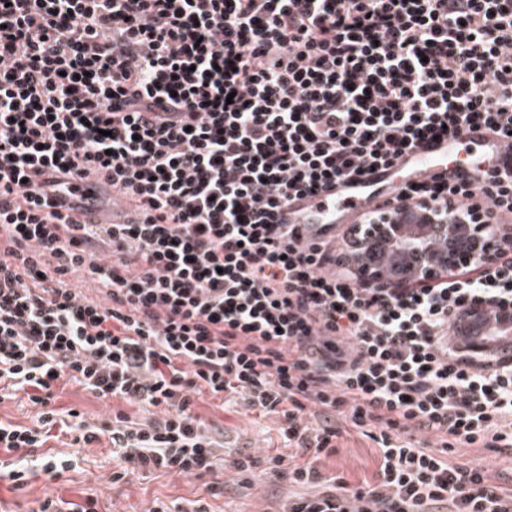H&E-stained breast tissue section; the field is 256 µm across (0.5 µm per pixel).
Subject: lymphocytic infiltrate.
I'll return each mask as SVG.
<instances>
[{
    "mask_svg": "<svg viewBox=\"0 0 512 512\" xmlns=\"http://www.w3.org/2000/svg\"><path fill=\"white\" fill-rule=\"evenodd\" d=\"M475 125L512 149V0H0V401L40 408L0 449L61 476L58 426L108 436L116 482L227 465L251 485L257 458L193 410L207 394L278 419L284 512H512V483L449 459L512 456V362L452 344L475 298L512 306V153L329 239L279 220ZM82 180L129 218L60 211ZM428 206L494 225L492 258L369 286L359 225ZM66 379L144 416L89 424L55 407ZM345 422L377 445L351 489L325 469Z\"/></svg>",
    "mask_w": 512,
    "mask_h": 512,
    "instance_id": "lymphocytic-infiltrate-1",
    "label": "lymphocytic infiltrate"
}]
</instances>
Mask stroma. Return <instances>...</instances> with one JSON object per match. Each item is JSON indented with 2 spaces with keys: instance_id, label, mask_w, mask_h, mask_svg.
<instances>
[{
  "instance_id": "1",
  "label": "stroma",
  "mask_w": 512,
  "mask_h": 512,
  "mask_svg": "<svg viewBox=\"0 0 512 512\" xmlns=\"http://www.w3.org/2000/svg\"><path fill=\"white\" fill-rule=\"evenodd\" d=\"M55 405L78 409L92 425L122 408L133 418L141 416L137 407L127 408L122 402L97 398L72 382L64 386ZM194 409L209 428L223 432L225 447L241 448L264 460L283 446L274 417H262L243 406L225 404L209 396L196 399ZM55 445L58 451L73 457L74 468L53 479L40 467L29 466L26 484L20 490L13 489L10 482H1L0 512H38L46 498L76 501L87 494L98 498L103 512H144L155 498H201L212 512H279L288 501L287 482L264 474L246 489L231 469L192 480L157 472L144 479L115 484L111 477L121 469L122 462L113 457L108 441L79 447L67 435L56 440ZM336 447V455L327 460V472L343 477L351 487L372 480L376 470L374 442L350 430L337 438Z\"/></svg>"
}]
</instances>
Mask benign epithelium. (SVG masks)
<instances>
[{
	"label": "benign epithelium",
	"instance_id": "obj_1",
	"mask_svg": "<svg viewBox=\"0 0 512 512\" xmlns=\"http://www.w3.org/2000/svg\"><path fill=\"white\" fill-rule=\"evenodd\" d=\"M446 237L441 249L429 241L430 231ZM362 246L381 241L393 254V265H369L366 280L372 286L397 287L403 281L429 280L451 267L486 262L493 255L498 234L491 224H468L438 210H418L386 216L382 224L362 228Z\"/></svg>",
	"mask_w": 512,
	"mask_h": 512
}]
</instances>
